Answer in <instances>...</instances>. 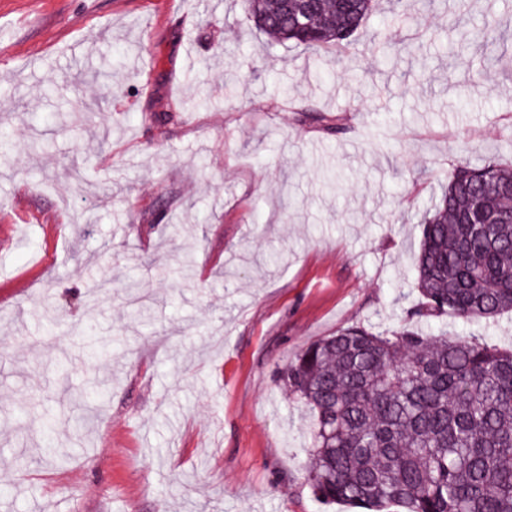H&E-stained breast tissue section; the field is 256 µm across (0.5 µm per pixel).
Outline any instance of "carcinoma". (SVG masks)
<instances>
[{"mask_svg": "<svg viewBox=\"0 0 512 512\" xmlns=\"http://www.w3.org/2000/svg\"><path fill=\"white\" fill-rule=\"evenodd\" d=\"M375 0H246L275 43L349 49ZM482 213L499 224H474ZM419 320L512 312V167L456 166L421 224ZM314 417L308 476L359 512H512V351L419 331L351 326L279 371Z\"/></svg>", "mask_w": 512, "mask_h": 512, "instance_id": "1", "label": "carcinoma"}]
</instances>
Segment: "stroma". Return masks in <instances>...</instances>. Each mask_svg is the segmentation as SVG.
I'll list each match as a JSON object with an SVG mask.
<instances>
[{
  "label": "stroma",
  "mask_w": 512,
  "mask_h": 512,
  "mask_svg": "<svg viewBox=\"0 0 512 512\" xmlns=\"http://www.w3.org/2000/svg\"><path fill=\"white\" fill-rule=\"evenodd\" d=\"M462 2L379 0L317 56L243 0H0V512H353L277 373L416 327L441 183L512 164V0ZM428 330L512 350V313Z\"/></svg>",
  "instance_id": "obj_1"
}]
</instances>
